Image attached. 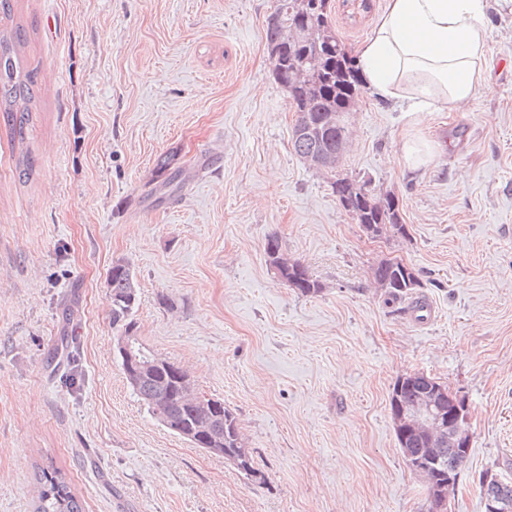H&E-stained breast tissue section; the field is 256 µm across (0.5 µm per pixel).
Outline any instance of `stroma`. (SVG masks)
Here are the masks:
<instances>
[{"instance_id": "obj_1", "label": "stroma", "mask_w": 512, "mask_h": 512, "mask_svg": "<svg viewBox=\"0 0 512 512\" xmlns=\"http://www.w3.org/2000/svg\"><path fill=\"white\" fill-rule=\"evenodd\" d=\"M385 4L329 0L347 52ZM275 7L15 0L35 105L24 140L0 139V512H32L34 467L49 461L86 512H431L389 405L415 372L468 407L450 512H485L484 472L512 482V10L486 16L497 95L414 119L358 95L341 169L394 194L406 226L375 241L292 149L297 114L264 38ZM410 129L432 149L414 172ZM172 148L184 181L159 197L155 160ZM271 235L321 293L271 271ZM384 258L416 270L431 321L377 287ZM117 259L136 275V336L233 412L255 476L170 433L128 387Z\"/></svg>"}]
</instances>
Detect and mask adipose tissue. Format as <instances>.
I'll return each mask as SVG.
<instances>
[{
  "label": "adipose tissue",
  "instance_id": "1",
  "mask_svg": "<svg viewBox=\"0 0 512 512\" xmlns=\"http://www.w3.org/2000/svg\"><path fill=\"white\" fill-rule=\"evenodd\" d=\"M488 0H387L357 51L366 85L408 112L467 104L486 82Z\"/></svg>",
  "mask_w": 512,
  "mask_h": 512
}]
</instances>
